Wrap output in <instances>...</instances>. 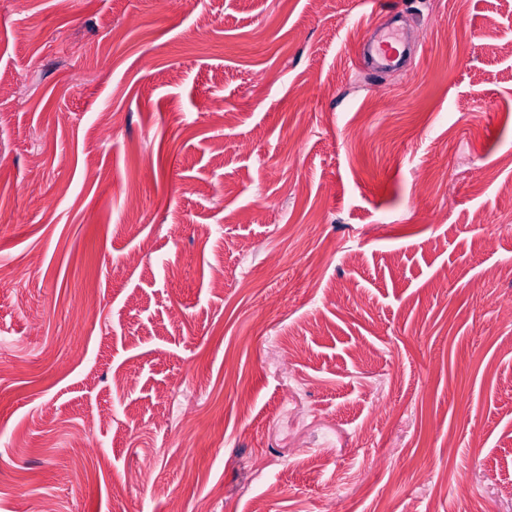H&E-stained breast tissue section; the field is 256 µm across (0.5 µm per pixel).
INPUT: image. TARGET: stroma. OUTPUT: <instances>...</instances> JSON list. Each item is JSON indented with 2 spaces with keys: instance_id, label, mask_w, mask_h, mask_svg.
<instances>
[{
  "instance_id": "stroma-1",
  "label": "stroma",
  "mask_w": 512,
  "mask_h": 512,
  "mask_svg": "<svg viewBox=\"0 0 512 512\" xmlns=\"http://www.w3.org/2000/svg\"><path fill=\"white\" fill-rule=\"evenodd\" d=\"M27 9L0 512H512V0ZM382 43L383 41L372 43L366 49V53L381 66L392 69L403 68L405 62L403 56L397 53L390 44L382 45Z\"/></svg>"
}]
</instances>
